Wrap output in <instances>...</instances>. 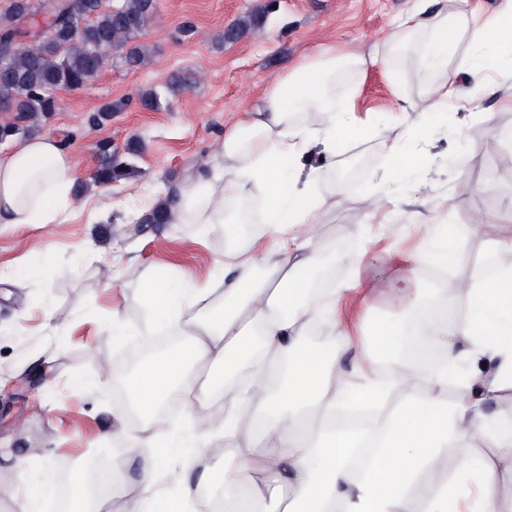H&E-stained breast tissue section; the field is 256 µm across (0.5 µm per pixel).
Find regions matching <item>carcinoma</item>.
<instances>
[{
  "label": "carcinoma",
  "mask_w": 512,
  "mask_h": 512,
  "mask_svg": "<svg viewBox=\"0 0 512 512\" xmlns=\"http://www.w3.org/2000/svg\"><path fill=\"white\" fill-rule=\"evenodd\" d=\"M120 8L114 13L102 0H14L0 15V107L12 113V119L0 123V142L35 130L40 120L58 111L56 91L83 88L115 51H122L130 68L145 64L147 52L134 39L155 18L157 0H123ZM77 11L80 24L74 20ZM35 14L47 20L45 29L14 44ZM132 174L133 167L106 148L94 180L108 184Z\"/></svg>",
  "instance_id": "cac0c4a2"
}]
</instances>
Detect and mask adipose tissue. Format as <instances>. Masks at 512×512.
Masks as SVG:
<instances>
[{
    "label": "adipose tissue",
    "instance_id": "adipose-tissue-1",
    "mask_svg": "<svg viewBox=\"0 0 512 512\" xmlns=\"http://www.w3.org/2000/svg\"><path fill=\"white\" fill-rule=\"evenodd\" d=\"M428 10L424 2L410 17L411 30L432 31L427 67L447 68L456 51L448 33L457 28L473 50L465 63L472 76L496 65L495 51L512 47V0H501L487 17L433 22ZM366 65L363 55L340 56L332 45H320L286 68L262 106L225 134L211 173L187 178L169 198L171 223L224 225V257L211 284L152 267L141 322L112 319L113 335L175 336L179 343L122 381L130 414L144 420L139 445L150 455L132 499L119 491L126 458L113 455L105 473L113 486L110 512H213V493L191 484L189 475L218 436L237 451L224 470V512H256L250 489L259 475L270 492L292 490L290 512H460L473 494L477 512H502L512 501V414L491 417L484 410L512 388V238L491 242L494 269H475L453 289L423 292L409 274L395 277L382 301L407 313L375 324L368 349L351 368L340 364L345 338L326 346L303 342L307 329L332 322L339 300L336 289L316 285L318 224L329 202L303 159L314 150L335 158L344 136L359 128L354 102L337 98L334 85L339 74ZM447 106L442 83L396 109L419 136ZM78 180L54 136L0 149V224L65 219ZM245 184L261 198L265 232L276 242L260 259L246 235L224 224L226 207ZM291 224L303 231L284 238ZM428 303L458 307L459 315L439 324L422 317ZM197 362L213 369L201 388L188 371ZM239 362L248 365L247 377L226 380L224 370ZM416 373L424 374L430 394L399 399ZM451 384L462 390L452 403L438 395ZM174 393L190 407L223 401V420L170 423L159 410ZM260 425L265 444L256 455L249 445ZM476 435L494 453L466 462L476 478L471 488L449 472L446 453Z\"/></svg>",
    "mask_w": 512,
    "mask_h": 512
}]
</instances>
